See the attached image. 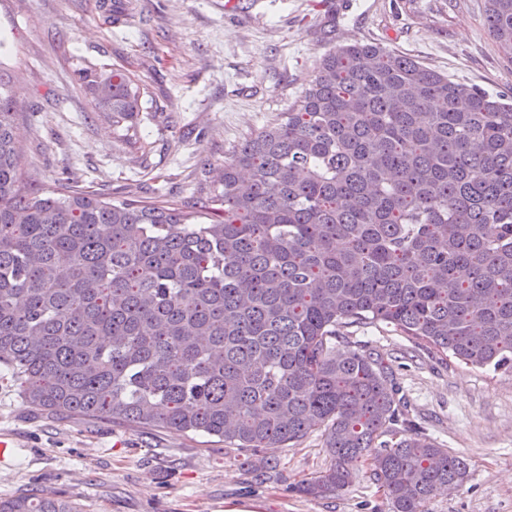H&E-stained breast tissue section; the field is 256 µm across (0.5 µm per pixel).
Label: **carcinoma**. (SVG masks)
I'll return each instance as SVG.
<instances>
[{
	"label": "carcinoma",
	"mask_w": 512,
	"mask_h": 512,
	"mask_svg": "<svg viewBox=\"0 0 512 512\" xmlns=\"http://www.w3.org/2000/svg\"><path fill=\"white\" fill-rule=\"evenodd\" d=\"M485 22L512 59V0H485ZM80 80L112 124L139 111L126 72ZM17 116L0 79V365L27 404L247 450L319 430L329 465L296 492L342 490L366 463L389 512L463 484L389 365L336 340L382 323L512 371V99L342 44L234 148L203 210L32 188ZM0 512L78 510L43 492Z\"/></svg>",
	"instance_id": "obj_1"
}]
</instances>
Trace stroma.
<instances>
[{
    "mask_svg": "<svg viewBox=\"0 0 512 512\" xmlns=\"http://www.w3.org/2000/svg\"><path fill=\"white\" fill-rule=\"evenodd\" d=\"M0 0V69L12 75L18 135L43 186L113 199L193 204L203 169L297 98L330 48L379 43L455 81L512 96V59L488 33L484 0ZM125 70L144 89L131 122L97 112L78 73ZM336 348L381 357L415 422L469 476L429 512H512V372L441 361L385 325H353ZM0 498L48 490L78 512H387L361 471L323 497L294 485L326 468L321 432L287 448L241 450L204 433L88 420L29 406L0 368Z\"/></svg>",
    "mask_w": 512,
    "mask_h": 512,
    "instance_id": "1",
    "label": "stroma"
}]
</instances>
